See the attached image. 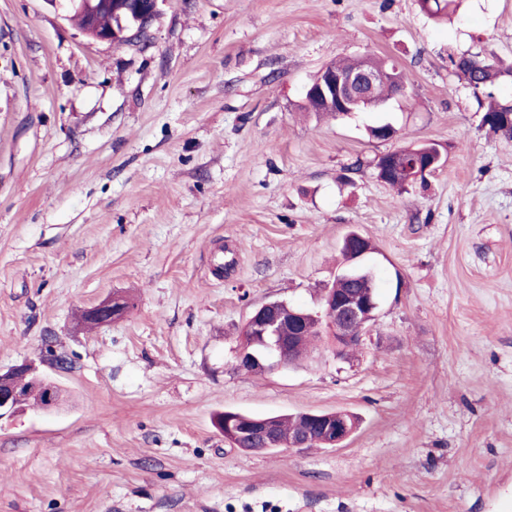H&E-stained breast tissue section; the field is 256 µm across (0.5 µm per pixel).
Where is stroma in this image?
<instances>
[{
  "label": "stroma",
  "mask_w": 512,
  "mask_h": 512,
  "mask_svg": "<svg viewBox=\"0 0 512 512\" xmlns=\"http://www.w3.org/2000/svg\"><path fill=\"white\" fill-rule=\"evenodd\" d=\"M457 4L440 24L418 0H161L146 43L111 45L0 0V370L35 362L64 398L0 417V512H512V140L450 63L512 62V0ZM367 55L405 95L303 111L327 64ZM428 142L446 163L425 182L377 178ZM352 231L380 303L359 349L239 370L250 311L319 309ZM228 408L359 425L247 452Z\"/></svg>",
  "instance_id": "obj_1"
}]
</instances>
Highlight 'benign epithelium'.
<instances>
[{"label": "benign epithelium", "mask_w": 512, "mask_h": 512, "mask_svg": "<svg viewBox=\"0 0 512 512\" xmlns=\"http://www.w3.org/2000/svg\"><path fill=\"white\" fill-rule=\"evenodd\" d=\"M67 13L75 12L83 20L81 34L96 41L120 44L147 29V24L158 12L161 0H50ZM115 17L118 23L103 27L102 16ZM396 79L393 71L364 67L358 71L340 72L324 69L305 89V99H322L336 103L341 110L362 104L379 108L381 101L370 97L371 89L380 83ZM379 302L373 298L346 296L340 298L327 289L320 310L311 311L302 306L280 300L265 302L249 315L245 341L236 356L237 365L247 372L271 370L289 363L296 337L292 333L306 327L312 319L333 331L334 353L345 358L362 341L366 326L374 320ZM116 304L104 302L86 310L87 318L101 325L112 321ZM42 398L43 408L50 410L59 403L57 386L38 373L31 363H23L4 373L0 372V417L17 408L20 390ZM309 420L319 426L317 438L306 433L297 434L284 442L280 439L275 418L257 416L236 410L224 411L221 429L224 440L231 445L253 451L268 448L301 449L313 447L338 448L356 430L357 423L343 412H306Z\"/></svg>", "instance_id": "benign-epithelium-1"}]
</instances>
